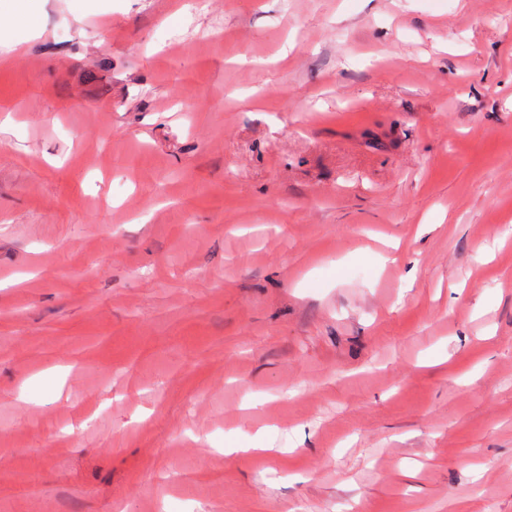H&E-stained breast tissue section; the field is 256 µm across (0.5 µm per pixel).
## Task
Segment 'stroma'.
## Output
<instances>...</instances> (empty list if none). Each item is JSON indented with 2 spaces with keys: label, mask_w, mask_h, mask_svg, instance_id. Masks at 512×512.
Instances as JSON below:
<instances>
[{
  "label": "stroma",
  "mask_w": 512,
  "mask_h": 512,
  "mask_svg": "<svg viewBox=\"0 0 512 512\" xmlns=\"http://www.w3.org/2000/svg\"><path fill=\"white\" fill-rule=\"evenodd\" d=\"M0 39V512H512V0Z\"/></svg>",
  "instance_id": "1"
}]
</instances>
